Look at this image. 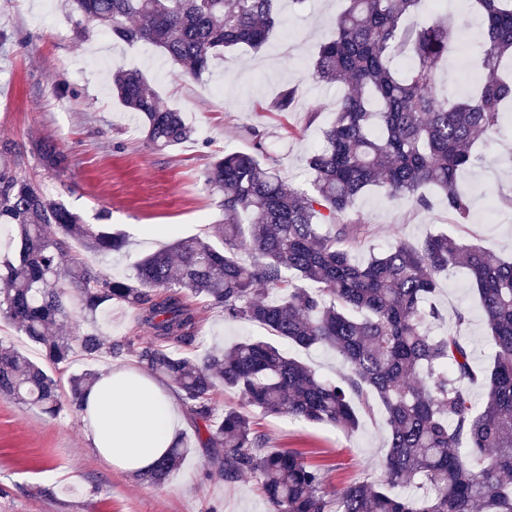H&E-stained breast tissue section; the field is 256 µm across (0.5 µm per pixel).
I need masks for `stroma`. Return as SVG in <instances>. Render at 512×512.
Segmentation results:
<instances>
[{"label": "stroma", "instance_id": "1", "mask_svg": "<svg viewBox=\"0 0 512 512\" xmlns=\"http://www.w3.org/2000/svg\"><path fill=\"white\" fill-rule=\"evenodd\" d=\"M342 7V0L283 5L281 26L262 52L217 57L209 73L193 80L153 45L116 44L97 29L77 40L61 0H0V33L7 35L0 40V139L16 144L17 171L47 196L65 203L85 223L103 220L127 234L122 252L88 254L85 263L115 276L132 274L136 260L160 247L144 233L150 225H172L184 237H213L224 214L219 195L204 186V172L214 155L250 150L253 131L262 133L289 184L310 187L305 158L321 145V132L344 89L313 82L308 63L330 37L331 20ZM116 65L141 71L184 112L197 129L194 140L165 151L146 146L134 115L107 90ZM294 84L300 93L293 111H262V104ZM313 110L318 117L312 121ZM43 139L67 156L64 169L45 171L35 148ZM481 156L476 171L459 184L471 201V216L463 223L438 202L421 210L377 190L360 196L354 212L372 230L360 257L382 249L394 235L417 241L439 229L484 247L493 258L511 257L512 209H501L493 224L482 217L487 199L512 193L511 122L485 142ZM438 303L449 315L469 309L466 333L474 360L486 363L487 333L465 273L447 281ZM193 305L201 321L196 355L266 335L257 325L225 321L223 311L203 299H194ZM93 327L115 339H154L131 307L99 314L93 326L74 312L61 333L78 336ZM258 422L271 448L300 452L321 471L329 492L376 480L380 473L386 453L382 417L362 421L351 433L281 416H262ZM183 437L190 454L164 484L150 485L113 468L91 448L81 413L67 407L51 419L35 406L0 396V512H270L255 478L246 475L228 484L222 475L208 474L196 429H185ZM46 488L53 497L43 496Z\"/></svg>", "mask_w": 512, "mask_h": 512}]
</instances>
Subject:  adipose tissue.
I'll return each instance as SVG.
<instances>
[{
	"instance_id": "1",
	"label": "adipose tissue",
	"mask_w": 512,
	"mask_h": 512,
	"mask_svg": "<svg viewBox=\"0 0 512 512\" xmlns=\"http://www.w3.org/2000/svg\"><path fill=\"white\" fill-rule=\"evenodd\" d=\"M83 418L92 448L133 475L174 446L186 424L172 390L125 366L101 374Z\"/></svg>"
}]
</instances>
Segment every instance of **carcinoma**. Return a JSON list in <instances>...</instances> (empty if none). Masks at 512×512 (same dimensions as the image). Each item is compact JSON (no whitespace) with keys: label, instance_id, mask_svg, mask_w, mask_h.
Instances as JSON below:
<instances>
[{"label":"carcinoma","instance_id":"carcinoma-1","mask_svg":"<svg viewBox=\"0 0 512 512\" xmlns=\"http://www.w3.org/2000/svg\"><path fill=\"white\" fill-rule=\"evenodd\" d=\"M66 2L76 37L97 28L127 44L150 43L194 80L223 53L261 50L278 22V0ZM345 2L309 72L315 82L347 85L323 145L307 158L311 188L288 184L253 131V150L217 155L204 174L206 187L221 195L219 246L179 239L140 258L124 277L66 264L72 239L105 256L123 250L127 236L83 223L0 162V225L16 239L13 256L0 263V320L42 347L56 369L71 364L78 349L90 359L133 356L170 381L195 423L204 424L200 448L224 482L253 476L272 512H512V261H493L445 231L418 243L397 237L361 261L370 228L351 218L356 199L374 187L422 210L432 207L423 192L432 187L448 212L470 217L457 182L478 164L477 143L499 133L502 104L512 102V76L502 72L512 59V0H470L482 18V73L459 100L438 97L436 64L461 37L440 18L404 25L422 0ZM112 92L138 116L146 145L164 150L194 136L182 112L140 72L113 69ZM298 93L299 86H287L263 110L288 112ZM36 149L47 169L67 165L54 146ZM242 250L250 261L239 259ZM459 270L469 277L492 345L483 367L462 333L466 310L442 334L430 331L445 324L436 303L443 279ZM74 294L90 322L113 305L135 308L155 341L57 334L71 318ZM192 297L227 320L261 326L274 341L247 338L200 358L186 355L200 330ZM284 344L328 348L346 371L324 378ZM98 379L92 368L70 375V407L84 410ZM472 384L484 391L479 410ZM220 389L242 402L217 407ZM62 393L60 379L0 341L1 397L55 418ZM378 408L387 426L381 478L334 496L299 453L269 450L254 420L258 411L353 432ZM189 452L177 443L139 480L163 483Z\"/></svg>","mask_w":512,"mask_h":512}]
</instances>
